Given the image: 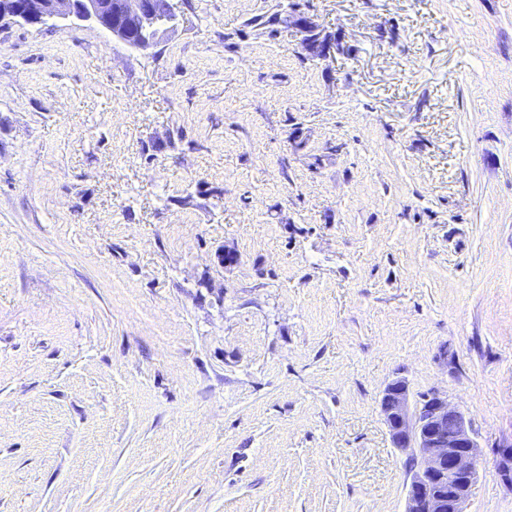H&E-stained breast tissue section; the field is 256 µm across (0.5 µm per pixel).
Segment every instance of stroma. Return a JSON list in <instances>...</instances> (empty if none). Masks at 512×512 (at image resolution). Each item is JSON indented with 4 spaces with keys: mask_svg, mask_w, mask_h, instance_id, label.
I'll return each mask as SVG.
<instances>
[{
    "mask_svg": "<svg viewBox=\"0 0 512 512\" xmlns=\"http://www.w3.org/2000/svg\"><path fill=\"white\" fill-rule=\"evenodd\" d=\"M288 2L0 25V512H405L397 379L512 512V0ZM292 14L295 16L294 25L303 33V38L301 44L304 50L313 58L320 61H326L331 58V56H335L336 54V39L328 38L324 40L318 31L317 24L313 21V19L306 14L305 12L293 11ZM318 36V41L315 42L313 47L312 39L313 37Z\"/></svg>",
    "mask_w": 512,
    "mask_h": 512,
    "instance_id": "35a3bbf8",
    "label": "stroma"
}]
</instances>
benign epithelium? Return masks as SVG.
<instances>
[{
    "label": "benign epithelium",
    "mask_w": 512,
    "mask_h": 512,
    "mask_svg": "<svg viewBox=\"0 0 512 512\" xmlns=\"http://www.w3.org/2000/svg\"><path fill=\"white\" fill-rule=\"evenodd\" d=\"M301 44L314 59L336 54V39L319 37L318 26L306 13L294 11ZM92 21L118 39L146 48L163 28L176 25L169 0H0V22L42 25L58 18ZM393 447L410 451L419 460L411 471L405 512H467L478 477L480 450L470 421L436 392L410 403L402 381L390 383L382 394Z\"/></svg>",
    "instance_id": "1"
}]
</instances>
